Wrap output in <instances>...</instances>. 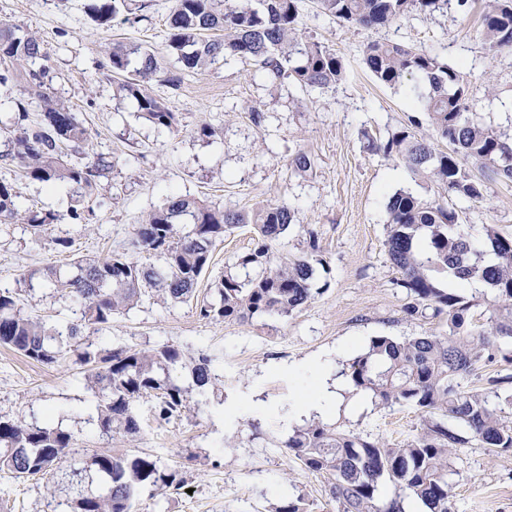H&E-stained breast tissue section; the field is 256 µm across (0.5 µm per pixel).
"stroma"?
Masks as SVG:
<instances>
[{
    "label": "stroma",
    "instance_id": "obj_1",
    "mask_svg": "<svg viewBox=\"0 0 512 512\" xmlns=\"http://www.w3.org/2000/svg\"><path fill=\"white\" fill-rule=\"evenodd\" d=\"M86 2L0 0V23L41 41L48 54L46 82L88 128V155L112 162L109 177L82 205V223L55 225L51 236L40 239L22 213L32 207L66 212L73 202L68 187L50 188L0 167V178L10 177L15 185L19 210L11 223L0 224V288H16L24 275L47 267L73 274L80 256L112 252L159 263L158 254L135 246L136 230L174 192L239 212L288 204L294 220L273 251L280 257L301 255L310 232H317L321 292L288 317L245 322H205L192 305L148 297L110 328L91 334L90 342L102 348L119 343L148 349L169 342L216 357L219 382L211 394L193 390L188 370L177 372L191 403L181 417L160 424L153 418V399L136 403L143 424L138 440L107 438L91 423L97 398L74 359L46 366L4 346L0 417L61 426L72 432L82 454L121 448L181 467L185 490L141 492L135 512H270L288 495L304 497L309 512H338L324 490L325 477L306 470L282 446L290 432L289 413L316 384L308 363L322 360L333 375L371 337L404 340L448 329L443 319L405 312L410 297L398 285L400 273L385 245L390 196L403 190L455 209L461 231L479 245L490 228L512 236L511 182L485 180L483 201L471 202L413 174L401 160L369 150V138H386L407 124L412 103L409 84L378 83L363 67L359 48L369 40H391L461 66L472 112L505 139L512 138V48L491 50L484 44L485 0H471L465 11L452 4L425 17L409 14L379 29L340 23L304 0L303 35L329 47L346 67L336 86L306 94L292 80L257 77L254 61L232 57L185 77L175 89L166 81L178 68L167 51L172 0H144L138 22L119 17L108 27L89 19ZM116 41L156 55L161 70L143 81L142 89L177 113V132L149 124L120 95V77L108 67ZM256 109L265 117L259 126L251 117ZM205 123L214 128L213 136L200 135ZM300 151L315 160L309 172L290 166ZM58 236L72 238L69 251L54 245ZM254 245L251 225L226 234L199 280L198 298H214L224 275L244 277L236 261ZM76 308L72 298L42 287L30 292L24 305L26 313L56 324L74 321ZM341 394L343 403L328 423L391 443L412 437L419 427L413 405L378 407L346 385ZM448 480L452 512H512V451L496 454L477 444L459 449ZM54 507L44 478L18 479L0 471V512H53Z\"/></svg>",
    "mask_w": 512,
    "mask_h": 512
}]
</instances>
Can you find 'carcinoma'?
Here are the masks:
<instances>
[{"label":"carcinoma","instance_id":"obj_1","mask_svg":"<svg viewBox=\"0 0 512 512\" xmlns=\"http://www.w3.org/2000/svg\"><path fill=\"white\" fill-rule=\"evenodd\" d=\"M453 1L463 10L468 7L469 0H317V7L338 22L373 28L413 11L426 15L446 9ZM123 8L129 9L128 0H88L85 6L90 19L104 27ZM300 24L299 0H173L167 49L180 64V73L167 82L176 87L183 76L238 56L253 59L268 78L291 77L310 91L329 89L344 77V64L328 47L303 38ZM482 25L489 49H511L512 0H487ZM360 55L381 84L401 85L410 77L425 83L428 92L416 95L414 111L424 114L435 135L448 143L442 151L416 138L412 128L421 121L411 116L408 126L371 143L376 153L402 160L414 174L471 201L484 199L483 181L471 174L472 165L512 182V141L470 112L469 84L459 68L393 41H368ZM43 57L34 36L0 23V83L21 85L16 101L21 112L9 130L13 148L0 159L33 181L72 186L81 202L94 196L112 161L88 157V129L47 87L46 68H32ZM109 63L113 73L128 75L120 92L135 103L143 119L158 128L177 129L176 114L140 88V81L159 69L153 53L116 43ZM30 104L40 112L33 124L26 123ZM16 198L12 182L0 180L1 224L17 214ZM388 212L387 251L402 274L400 287L413 297L405 312L414 316L419 305L428 306L434 315L448 319V332L404 340L374 336L339 374L353 394H366L379 407L416 406L420 427L411 439L395 445L313 420L295 429L284 447L308 471L327 475L328 495L340 512H403L399 500L405 498L421 502L429 512H451L448 472L457 449L476 441L491 452L512 450V427L502 419L505 408L512 407V374L490 379L489 392L463 384L479 364L512 363V350L506 348L512 339V237L490 228L488 248L479 250L459 229L455 210L402 191L391 197ZM65 219L82 220L81 209L71 206L64 214L29 209L25 216L38 238ZM292 222L293 211L286 203L248 214L171 194L136 233V245L160 253L162 263L147 266L111 254L77 260L76 274L67 279L55 269L46 270L44 285L81 299L79 319L64 327L23 314V289H0V345L44 365L77 353L79 362L90 367L86 381L98 396L100 433L133 440L141 434L134 403L154 398L159 419L181 416L189 401L172 374L187 367L197 387H213L212 357L206 352L190 355L173 343L147 350L122 344L97 348L84 342L86 332L110 327L113 316L130 312L149 292L174 303L194 300L214 247L240 224L252 225L257 241L237 264L259 272L245 274L242 281L224 277L215 298L196 302L198 317L244 322L254 316H289L320 293L313 264L317 233H309L308 250L299 256L280 258L272 251ZM441 275L459 282L479 279L491 286L486 323L473 321L472 301L440 287ZM75 445L73 435L59 426L0 418V470L18 477L58 475V484L68 490L65 502L57 503L65 506L61 512H133V500L141 491H178L186 482L179 469L150 454L103 452L81 461ZM87 481L97 482V490L86 489ZM386 485L394 488L396 499L382 508L378 501Z\"/></svg>","mask_w":512,"mask_h":512}]
</instances>
